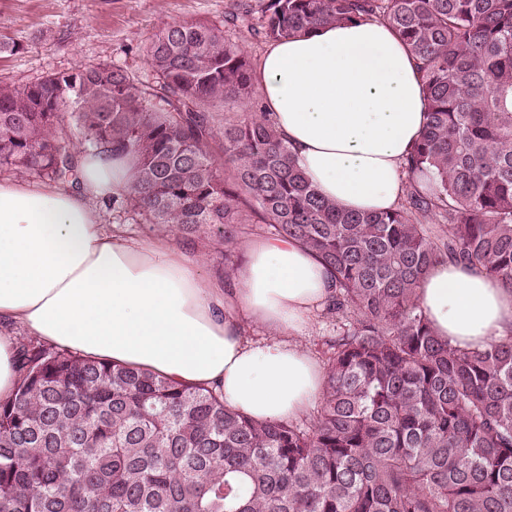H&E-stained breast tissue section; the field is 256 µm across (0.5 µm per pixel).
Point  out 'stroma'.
<instances>
[{
	"instance_id": "35a3bbf8",
	"label": "stroma",
	"mask_w": 512,
	"mask_h": 512,
	"mask_svg": "<svg viewBox=\"0 0 512 512\" xmlns=\"http://www.w3.org/2000/svg\"><path fill=\"white\" fill-rule=\"evenodd\" d=\"M195 21L218 27L255 64L270 44L258 0H0V39L19 46L0 54V81L27 84L106 62L148 82L149 42L169 23Z\"/></svg>"
}]
</instances>
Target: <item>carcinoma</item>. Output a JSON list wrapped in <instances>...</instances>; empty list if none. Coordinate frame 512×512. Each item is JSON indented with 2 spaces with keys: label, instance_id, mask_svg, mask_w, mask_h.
<instances>
[{
  "label": "carcinoma",
  "instance_id": "carcinoma-1",
  "mask_svg": "<svg viewBox=\"0 0 512 512\" xmlns=\"http://www.w3.org/2000/svg\"><path fill=\"white\" fill-rule=\"evenodd\" d=\"M287 40L388 25L422 77L427 122L388 212L351 213L306 178L248 52L205 22L146 48L154 81L86 64L0 82V168L66 180L80 152L133 156L126 212L231 253L246 225L312 250L333 295L325 382L301 421H258L214 391L61 348L20 343L0 403V512H512V340L452 345L416 288L440 261L512 288V0H267ZM224 118V164L211 109Z\"/></svg>",
  "mask_w": 512,
  "mask_h": 512
}]
</instances>
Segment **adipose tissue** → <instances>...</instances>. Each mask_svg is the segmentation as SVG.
Listing matches in <instances>:
<instances>
[{
  "label": "adipose tissue",
  "instance_id": "adipose-tissue-1",
  "mask_svg": "<svg viewBox=\"0 0 512 512\" xmlns=\"http://www.w3.org/2000/svg\"><path fill=\"white\" fill-rule=\"evenodd\" d=\"M257 84L325 199L353 212L397 204L426 113L415 63L390 28L362 20L273 42ZM80 172L76 190L0 181V401L20 379V325L83 357L213 389L259 421L304 414L324 369L294 335L332 293L318 258L296 240L258 236L231 276L209 277L198 246L101 224L94 203L131 185V157L86 154ZM416 296L452 345L512 339V289L485 272L438 263ZM250 323L267 337L249 338Z\"/></svg>",
  "mask_w": 512,
  "mask_h": 512
}]
</instances>
